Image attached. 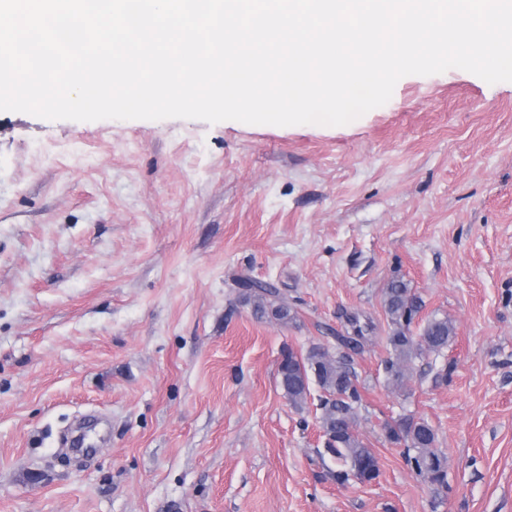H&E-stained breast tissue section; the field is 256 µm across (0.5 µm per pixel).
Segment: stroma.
<instances>
[{
	"mask_svg": "<svg viewBox=\"0 0 512 512\" xmlns=\"http://www.w3.org/2000/svg\"><path fill=\"white\" fill-rule=\"evenodd\" d=\"M300 315L256 317L232 279ZM448 317L388 384L383 291ZM378 459L337 483L283 348L344 350ZM428 421L432 485L385 423ZM0 512H512V82L401 78L343 126L0 112Z\"/></svg>",
	"mask_w": 512,
	"mask_h": 512,
	"instance_id": "stroma-1",
	"label": "stroma"
}]
</instances>
